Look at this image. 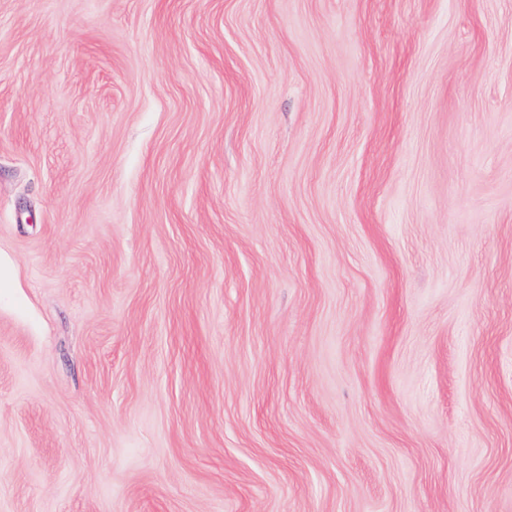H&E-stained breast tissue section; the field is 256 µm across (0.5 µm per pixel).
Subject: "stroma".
<instances>
[{"instance_id": "stroma-1", "label": "stroma", "mask_w": 512, "mask_h": 512, "mask_svg": "<svg viewBox=\"0 0 512 512\" xmlns=\"http://www.w3.org/2000/svg\"><path fill=\"white\" fill-rule=\"evenodd\" d=\"M0 512H512V0H0Z\"/></svg>"}]
</instances>
